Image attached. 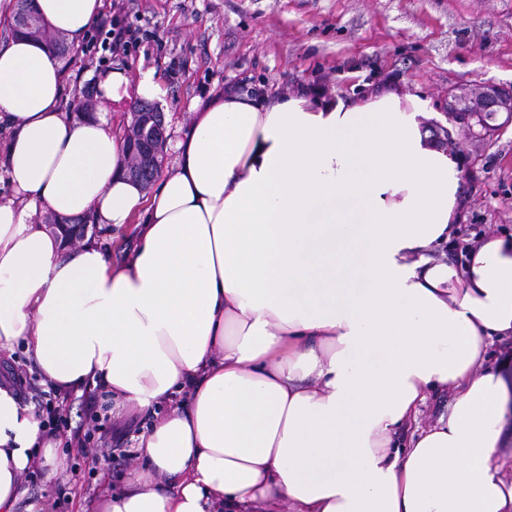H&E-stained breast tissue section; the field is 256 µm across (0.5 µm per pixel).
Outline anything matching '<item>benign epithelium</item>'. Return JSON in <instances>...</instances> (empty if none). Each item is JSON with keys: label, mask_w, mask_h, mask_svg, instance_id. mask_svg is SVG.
Listing matches in <instances>:
<instances>
[{"label": "benign epithelium", "mask_w": 512, "mask_h": 512, "mask_svg": "<svg viewBox=\"0 0 512 512\" xmlns=\"http://www.w3.org/2000/svg\"><path fill=\"white\" fill-rule=\"evenodd\" d=\"M448 116L470 127L477 125L488 133L496 131L512 123V91L487 84L464 106L454 98L448 100ZM129 138L132 167L134 172L143 173L154 164L167 141L166 128L156 113L136 112Z\"/></svg>", "instance_id": "7a95c632"}]
</instances>
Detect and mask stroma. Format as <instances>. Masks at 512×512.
Segmentation results:
<instances>
[{"instance_id": "obj_1", "label": "stroma", "mask_w": 512, "mask_h": 512, "mask_svg": "<svg viewBox=\"0 0 512 512\" xmlns=\"http://www.w3.org/2000/svg\"><path fill=\"white\" fill-rule=\"evenodd\" d=\"M127 20L145 31L139 49L108 69L137 78L153 72L163 89L167 131L191 119L192 102L229 84L262 96L297 95L312 86L325 100L355 101L380 85L423 95L429 121L443 117L452 93L476 95L487 83L512 89V0H126ZM86 39L61 61L62 107L99 70ZM462 167L461 222L482 235L512 233V131L483 139L456 128ZM150 424L137 411L108 418L102 430L115 452L58 451L55 477L23 478L24 503L81 512L83 497L120 488L137 458L131 438Z\"/></svg>"}]
</instances>
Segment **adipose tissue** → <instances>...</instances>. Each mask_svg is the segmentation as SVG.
Returning <instances> with one entry per match:
<instances>
[{
  "label": "adipose tissue",
  "mask_w": 512,
  "mask_h": 512,
  "mask_svg": "<svg viewBox=\"0 0 512 512\" xmlns=\"http://www.w3.org/2000/svg\"><path fill=\"white\" fill-rule=\"evenodd\" d=\"M102 0H35L81 38ZM44 44L0 49V350L25 344L62 395L98 389L155 418L123 487L82 512H512V236L458 265L457 155L427 103L381 89L348 104L227 94L193 106L153 190L106 114L152 73L110 70L95 112L63 111ZM128 236L113 259L42 223ZM448 416L404 432L429 392ZM57 444L0 383V512Z\"/></svg>",
  "instance_id": "1"
}]
</instances>
